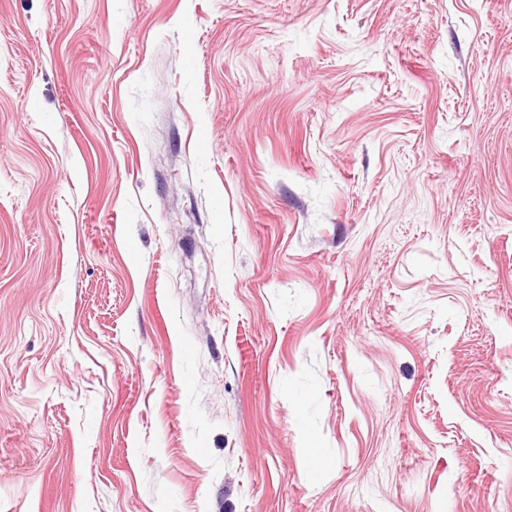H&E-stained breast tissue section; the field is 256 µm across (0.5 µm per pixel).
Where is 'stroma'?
Wrapping results in <instances>:
<instances>
[{
    "label": "stroma",
    "mask_w": 512,
    "mask_h": 512,
    "mask_svg": "<svg viewBox=\"0 0 512 512\" xmlns=\"http://www.w3.org/2000/svg\"><path fill=\"white\" fill-rule=\"evenodd\" d=\"M0 512H512V0H0Z\"/></svg>",
    "instance_id": "stroma-1"
}]
</instances>
